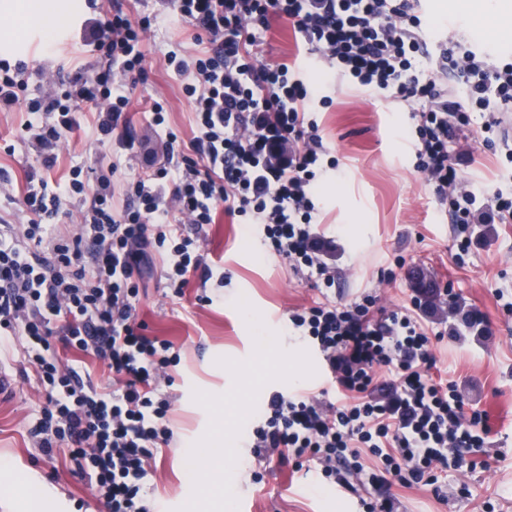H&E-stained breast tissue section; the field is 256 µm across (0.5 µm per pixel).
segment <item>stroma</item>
<instances>
[{
	"instance_id": "obj_1",
	"label": "stroma",
	"mask_w": 512,
	"mask_h": 512,
	"mask_svg": "<svg viewBox=\"0 0 512 512\" xmlns=\"http://www.w3.org/2000/svg\"><path fill=\"white\" fill-rule=\"evenodd\" d=\"M62 18L46 31L39 18L30 19L16 38V50L0 39V57L23 60L26 97L61 94L66 80L82 67L105 65L89 44L101 10L88 0H57ZM473 0H428L423 31L445 37L447 25L460 24V35L512 33V15L472 10ZM196 30L188 24L153 27L147 44L144 72L135 78L131 93L129 151L101 146L92 135L91 106L77 108L80 127L61 143L52 179L66 178L71 166L88 175L107 168L112 159L121 166L112 177L115 204H122L124 183L142 173L139 143H154L164 132L150 124L152 103L167 111V126L186 139L192 135V108L182 90L183 79L164 64L166 52L194 53ZM268 63L301 60V38L287 21H279L264 35L260 47ZM324 145L339 161L338 168L319 180L316 231L328 244L336 284V302L355 300L363 293L377 296L380 307L391 310L409 304L416 293L414 280L424 276L437 291L427 320L442 331L433 344L434 373L455 381L464 397V410L481 414L486 422L483 447L473 449V469L439 475L437 485L404 483L387 477L381 490L369 485L336 484L316 469L296 467L294 460H258L243 442L245 431L259 424L269 399L299 389L326 391L336 400L333 379H319L314 368L321 352L289 326L293 311L313 305L320 293L278 257L256 225L219 215L206 227L204 249L221 262L228 286L209 285L210 304L199 302L197 284H190L174 305L157 286L158 271L148 272L146 293L138 305V319L149 336L168 339L180 349L181 361L168 392L174 440L152 461L155 506L165 512H186L184 503L196 485L213 481L203 464L187 471L189 446H201L213 425L204 396L224 395L241 382L237 365H249L260 348L281 341L291 354L290 364L300 381L274 374L249 396L238 400L236 416L224 419V443L235 456L224 465L233 486L234 502L250 501L256 512H365L377 496L390 498L393 512H512V315L502 299H512V223L476 225V237L465 255H458V229L410 157L408 132L412 109L388 105L362 90L339 89L333 103L316 114ZM21 115L0 112V168L12 177L10 194H0V219L13 225L28 223L21 187L29 171H41V159L20 136ZM167 129V130H168ZM471 162L462 165L464 178L475 185H491L512 193V157L503 143L487 146L482 135L469 138ZM38 396L26 383L0 397V460L22 471L40 487L42 495L28 512H106L90 488L73 475L67 452L48 458L32 448L28 430L37 418Z\"/></svg>"
}]
</instances>
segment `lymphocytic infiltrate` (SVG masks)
<instances>
[{"label":"lymphocytic infiltrate","instance_id":"lymphocytic-infiltrate-1","mask_svg":"<svg viewBox=\"0 0 512 512\" xmlns=\"http://www.w3.org/2000/svg\"><path fill=\"white\" fill-rule=\"evenodd\" d=\"M423 10V0H176V21L200 34L191 58L171 50L164 61L185 79L195 133L186 142L168 134L163 155L148 151L153 174L128 179L119 208L112 204L117 164L93 184L79 166L56 185L42 172L55 166L58 144L78 123L74 103L101 105L93 121L99 144L126 129L125 78L144 71L148 23L113 5L92 42L106 65L72 75L59 98L21 101L25 66H0V110L23 104L20 132L40 148L43 166L27 175L32 222L0 230V366L13 359L11 340L20 341L19 373L43 397L31 437L47 456L67 449L106 512H154L150 462L174 439L167 388L180 354L171 341L144 335L137 320L146 269L160 263L174 302L191 281L223 280L199 244L204 225L222 211L259 225L294 271L325 288L335 284L314 228L316 182L338 165L315 112L333 99L303 65L258 61L255 47L274 21L291 23L334 82L415 104L413 167L452 223L465 230L512 222V194L465 181L455 148L471 113H488L487 133L512 112V60L455 38L430 51L420 35ZM447 74L453 85L442 83ZM71 199L80 217L62 233L54 220ZM375 303L365 295L290 314L293 329L323 353L343 401L273 396L248 447L317 462L323 477L342 483L361 476L376 483L364 473V448L416 482L436 468L467 466L485 427L479 414L465 415L455 383L432 375L420 300L377 318ZM61 348L94 358L107 383L64 363ZM379 369L386 377L378 382Z\"/></svg>","mask_w":512,"mask_h":512}]
</instances>
